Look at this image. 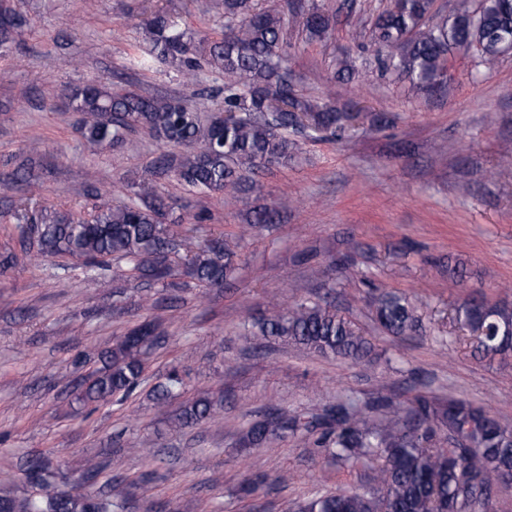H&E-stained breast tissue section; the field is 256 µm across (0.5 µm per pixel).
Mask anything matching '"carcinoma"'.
<instances>
[{
    "instance_id": "carcinoma-1",
    "label": "carcinoma",
    "mask_w": 512,
    "mask_h": 512,
    "mask_svg": "<svg viewBox=\"0 0 512 512\" xmlns=\"http://www.w3.org/2000/svg\"><path fill=\"white\" fill-rule=\"evenodd\" d=\"M223 2L224 32L211 42L177 28L163 14L147 19V46L137 64L144 67L158 60L187 76L207 65L224 76V114L204 121L197 106L185 100L118 93L96 84L67 90V104L82 114L80 130L88 143L120 148L140 129L183 151L159 155L152 178L130 183L132 197L125 205L101 206L90 220L66 211L39 224L21 225L23 243L46 257L83 261L90 284L112 261L125 263L135 277L162 285L185 275L200 287L220 288L235 273L240 236L211 239L182 266L172 265L169 255L176 243L164 225L177 224L180 218L173 216L154 177L171 176L205 194L259 193L263 185L256 175L294 161L301 152L299 137H334L355 115L328 103H312L287 78L288 28L300 22L308 40L323 41L333 35L332 15L319 9L307 12L299 0H283L275 8L260 7L256 0ZM433 6V0H392L368 34L384 70L403 74L430 91L445 85L451 52L475 50L492 66L497 61L495 36L512 31V0H483L478 11L469 0H457L453 12L436 22ZM3 13L0 50L6 51L27 20L7 8ZM284 207L282 199L265 205L254 211L252 223L272 224ZM373 317L395 337L416 336L421 330L417 306L396 292L374 299ZM455 320L469 332L479 329L476 352L482 359L505 362L512 356V307L472 295L456 307ZM152 333L153 325L142 323L113 345L108 362L80 384L84 405L130 396L142 383L145 354L153 346L135 337ZM240 336L250 343L280 341L326 358L372 361L369 340L330 302L296 300L286 307L271 302L261 317L242 324ZM185 389L183 374L173 367L152 392L164 405L184 396ZM379 401L391 409L384 419L346 401L320 413L251 422L243 440L264 447L288 433L312 435L315 447L338 459L382 460L376 491L316 494L299 512H487L494 490L512 484V426L483 407L427 395L402 405L386 397ZM217 406L212 397L200 394L182 404L178 421L211 419ZM26 479L38 492L19 496L1 490L5 512H125L127 487L122 480L111 481L105 492L65 491L58 487L47 456L37 459Z\"/></svg>"
}]
</instances>
